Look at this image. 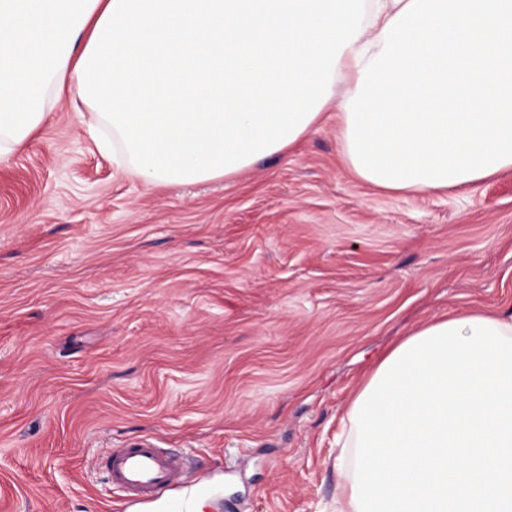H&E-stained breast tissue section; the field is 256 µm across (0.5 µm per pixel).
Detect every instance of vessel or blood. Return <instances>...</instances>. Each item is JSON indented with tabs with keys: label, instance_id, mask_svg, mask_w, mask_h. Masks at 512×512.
Here are the masks:
<instances>
[{
	"label": "vessel or blood",
	"instance_id": "1",
	"mask_svg": "<svg viewBox=\"0 0 512 512\" xmlns=\"http://www.w3.org/2000/svg\"><path fill=\"white\" fill-rule=\"evenodd\" d=\"M98 467L105 482L133 506L162 499L180 486L185 460L141 438L102 455Z\"/></svg>",
	"mask_w": 512,
	"mask_h": 512
}]
</instances>
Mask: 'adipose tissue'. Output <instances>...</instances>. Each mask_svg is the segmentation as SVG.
Instances as JSON below:
<instances>
[{"label": "adipose tissue", "mask_w": 512, "mask_h": 512, "mask_svg": "<svg viewBox=\"0 0 512 512\" xmlns=\"http://www.w3.org/2000/svg\"><path fill=\"white\" fill-rule=\"evenodd\" d=\"M151 185L229 179L335 109L389 192L512 168V0H0V162L65 92Z\"/></svg>", "instance_id": "1"}]
</instances>
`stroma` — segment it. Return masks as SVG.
<instances>
[{
	"label": "stroma",
	"mask_w": 512,
	"mask_h": 512,
	"mask_svg": "<svg viewBox=\"0 0 512 512\" xmlns=\"http://www.w3.org/2000/svg\"><path fill=\"white\" fill-rule=\"evenodd\" d=\"M89 119L62 98L0 163V512H167L95 466L142 437L186 454L189 512H324L381 359L433 319L512 315V169L385 192L328 111L234 178L149 186Z\"/></svg>",
	"instance_id": "35a3bbf8"
}]
</instances>
